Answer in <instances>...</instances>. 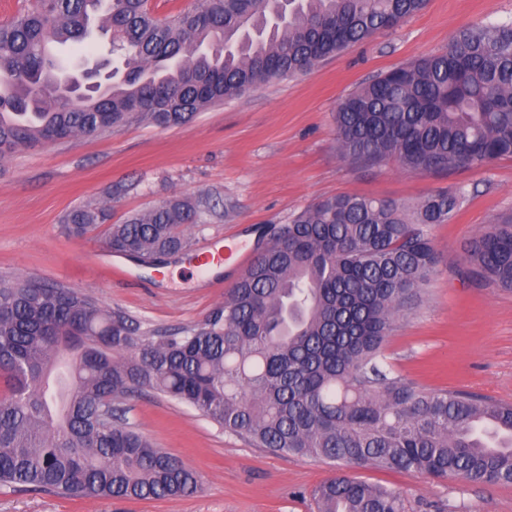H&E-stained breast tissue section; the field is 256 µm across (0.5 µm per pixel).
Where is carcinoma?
<instances>
[{
	"label": "carcinoma",
	"instance_id": "carcinoma-1",
	"mask_svg": "<svg viewBox=\"0 0 512 512\" xmlns=\"http://www.w3.org/2000/svg\"><path fill=\"white\" fill-rule=\"evenodd\" d=\"M31 0L0 25V157L92 137L133 120L183 125L197 113L398 27L427 0H200L157 20L147 0ZM106 33L127 76L68 85L55 54ZM343 159L452 172L512 157V23L458 31L443 49L374 77L334 116ZM464 188L413 214L357 196L319 200L272 224L264 248L200 323L142 329L59 282L0 279V485L86 499H162L197 474L126 418L160 393L257 448L346 467L512 484V406L426 392L395 376L383 345L422 302L437 254L426 226L449 221ZM201 201L175 197L109 226L106 244L140 260L188 252ZM110 208L70 210L83 237ZM468 276L512 289V217L479 234ZM318 512H408L397 490L340 474Z\"/></svg>",
	"mask_w": 512,
	"mask_h": 512
}]
</instances>
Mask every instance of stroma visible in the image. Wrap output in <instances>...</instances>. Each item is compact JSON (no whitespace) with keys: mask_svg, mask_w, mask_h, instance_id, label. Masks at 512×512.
<instances>
[{"mask_svg":"<svg viewBox=\"0 0 512 512\" xmlns=\"http://www.w3.org/2000/svg\"><path fill=\"white\" fill-rule=\"evenodd\" d=\"M512 22V0H428L400 27L377 34L301 76L275 79L198 113L184 125L135 122L94 137L36 145L0 159V277L60 281L143 328L201 322L245 272L233 262L198 274L195 253L233 243L258 251V228L285 224L312 203L338 195L415 207L438 191L465 188L447 223L428 234L438 263L422 303L384 345L395 375L427 392L464 391L512 404V290L465 275L470 242L512 215V158L451 173L397 161L350 165L338 150V105L376 75L445 47L466 25ZM210 201L188 226L190 256L166 272L141 267L106 245V227L66 237L62 217L99 203L124 223L172 196ZM128 420L195 470L201 490L159 500L85 499L0 485V512H316L315 489L333 464L274 454L224 432L195 409L155 394L129 399ZM369 484L403 493L409 512H512V484L372 467Z\"/></svg>","mask_w":512,"mask_h":512,"instance_id":"1","label":"stroma"}]
</instances>
